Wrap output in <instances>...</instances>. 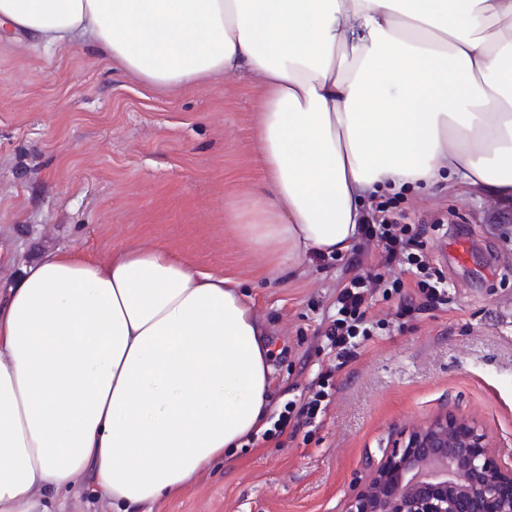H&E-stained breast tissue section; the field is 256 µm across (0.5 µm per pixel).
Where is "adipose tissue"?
<instances>
[{"label":"adipose tissue","instance_id":"ef3b65f1","mask_svg":"<svg viewBox=\"0 0 512 512\" xmlns=\"http://www.w3.org/2000/svg\"><path fill=\"white\" fill-rule=\"evenodd\" d=\"M0 32L159 87L257 77L265 190L226 220L281 264L347 252L384 189L512 199V0H0ZM273 374L234 280L41 255L0 299V512H64L86 480L153 512L259 429Z\"/></svg>","mask_w":512,"mask_h":512}]
</instances>
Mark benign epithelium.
Returning <instances> with one entry per match:
<instances>
[{
	"mask_svg": "<svg viewBox=\"0 0 512 512\" xmlns=\"http://www.w3.org/2000/svg\"><path fill=\"white\" fill-rule=\"evenodd\" d=\"M512 463L461 415L436 418L384 454L347 512H512Z\"/></svg>",
	"mask_w": 512,
	"mask_h": 512,
	"instance_id": "obj_1",
	"label": "benign epithelium"
}]
</instances>
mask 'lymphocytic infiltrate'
<instances>
[{
	"instance_id": "obj_1",
	"label": "lymphocytic infiltrate",
	"mask_w": 512,
	"mask_h": 512,
	"mask_svg": "<svg viewBox=\"0 0 512 512\" xmlns=\"http://www.w3.org/2000/svg\"><path fill=\"white\" fill-rule=\"evenodd\" d=\"M421 235L420 229L405 223L393 200L372 201L362 231L364 243L349 260L355 273L337 283L336 315L321 331L335 362L318 374L312 396L286 406L275 425L276 435L286 433L292 421L309 424L326 412L332 381L351 361L359 338L370 335L372 311L379 302L396 295L405 309L447 308L449 285L431 267ZM393 267L403 271V278L385 277V270Z\"/></svg>"
}]
</instances>
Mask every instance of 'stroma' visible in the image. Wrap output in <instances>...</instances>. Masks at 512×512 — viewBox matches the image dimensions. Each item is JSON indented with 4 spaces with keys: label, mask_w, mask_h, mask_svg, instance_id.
Returning a JSON list of instances; mask_svg holds the SVG:
<instances>
[{
    "label": "stroma",
    "mask_w": 512,
    "mask_h": 512,
    "mask_svg": "<svg viewBox=\"0 0 512 512\" xmlns=\"http://www.w3.org/2000/svg\"><path fill=\"white\" fill-rule=\"evenodd\" d=\"M256 92L245 73L156 88L84 47L0 41V295L59 248L107 263L161 245L191 271L234 279L273 352L269 430L327 365L318 333L350 269L344 254L278 265L225 222L228 202L263 187ZM381 196L423 228L447 310L376 307L381 328L337 375L319 423L226 449L156 512H347L400 431L448 412L512 455V203L453 180Z\"/></svg>",
    "instance_id": "35a3bbf8"
}]
</instances>
